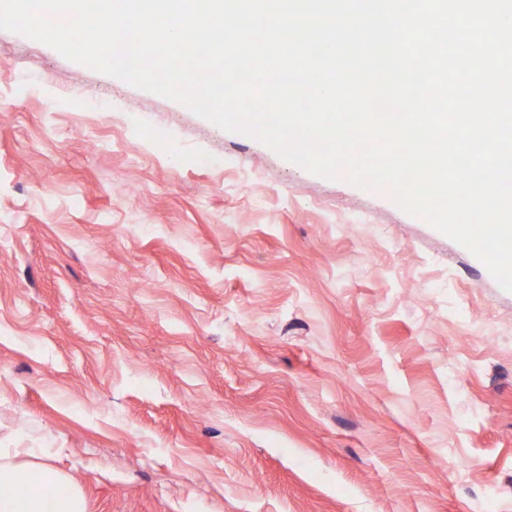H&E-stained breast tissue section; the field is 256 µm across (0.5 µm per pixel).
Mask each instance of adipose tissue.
I'll return each mask as SVG.
<instances>
[{
	"instance_id": "adipose-tissue-1",
	"label": "adipose tissue",
	"mask_w": 512,
	"mask_h": 512,
	"mask_svg": "<svg viewBox=\"0 0 512 512\" xmlns=\"http://www.w3.org/2000/svg\"><path fill=\"white\" fill-rule=\"evenodd\" d=\"M27 474L11 464L0 463V512H43L42 490L58 481L60 475L46 465L34 469V481H27Z\"/></svg>"
}]
</instances>
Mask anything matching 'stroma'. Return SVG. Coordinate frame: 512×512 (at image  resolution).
I'll use <instances>...</instances> for the list:
<instances>
[{
    "instance_id": "1",
    "label": "stroma",
    "mask_w": 512,
    "mask_h": 512,
    "mask_svg": "<svg viewBox=\"0 0 512 512\" xmlns=\"http://www.w3.org/2000/svg\"><path fill=\"white\" fill-rule=\"evenodd\" d=\"M0 451L85 512H512V292L388 192L0 30Z\"/></svg>"
}]
</instances>
